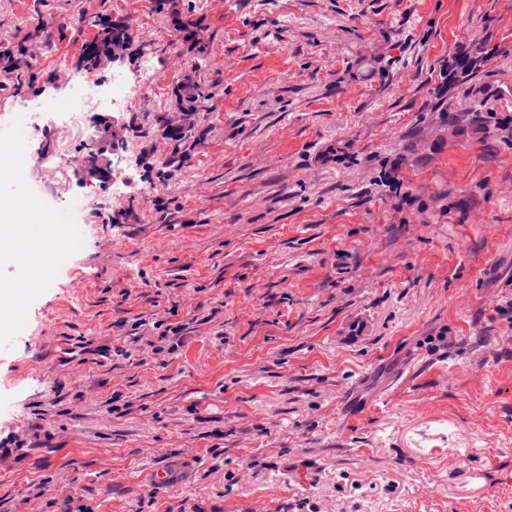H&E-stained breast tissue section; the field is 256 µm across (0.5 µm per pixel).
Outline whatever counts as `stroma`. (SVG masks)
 <instances>
[{"label":"stroma","mask_w":512,"mask_h":512,"mask_svg":"<svg viewBox=\"0 0 512 512\" xmlns=\"http://www.w3.org/2000/svg\"><path fill=\"white\" fill-rule=\"evenodd\" d=\"M91 15L158 94L65 127ZM14 39L0 202L58 232L47 287L0 258V512H512V0H0ZM488 51L485 48L464 49L451 62H448L449 86L458 89L468 84L478 70L477 63L482 62ZM458 68H460L459 72Z\"/></svg>","instance_id":"35a3bbf8"}]
</instances>
